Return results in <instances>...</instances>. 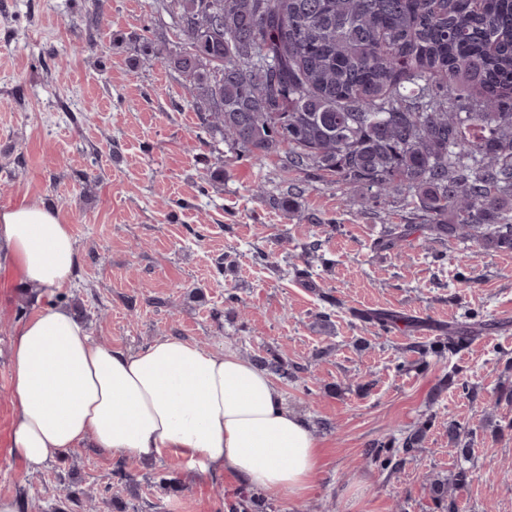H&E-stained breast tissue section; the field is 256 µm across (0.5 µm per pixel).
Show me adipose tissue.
Listing matches in <instances>:
<instances>
[{
    "mask_svg": "<svg viewBox=\"0 0 512 512\" xmlns=\"http://www.w3.org/2000/svg\"><path fill=\"white\" fill-rule=\"evenodd\" d=\"M35 288L68 287L78 255L57 211L0 209V263ZM12 448L27 469L91 444L117 456L183 458L283 498L314 479L316 441L272 376L233 348L213 353L178 337L126 350L94 343L65 306L38 311L11 347Z\"/></svg>",
    "mask_w": 512,
    "mask_h": 512,
    "instance_id": "adipose-tissue-1",
    "label": "adipose tissue"
}]
</instances>
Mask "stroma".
<instances>
[{"mask_svg": "<svg viewBox=\"0 0 512 512\" xmlns=\"http://www.w3.org/2000/svg\"><path fill=\"white\" fill-rule=\"evenodd\" d=\"M164 0H0V208L46 204L79 254L64 290L27 289L0 270V496L63 504L65 512H231L250 489L239 476H184V462H152L78 448L28 473L12 451L11 342L58 296L81 307L99 343L136 349L176 336L241 356L276 349L299 366L280 381L308 420L319 469L300 500L271 512H512V252L474 253L469 241L415 239L403 254L376 248L409 207H360L279 157L217 156L196 140L200 117L183 76L141 52L178 39ZM224 177L212 179L216 167ZM300 185L294 211L279 200ZM311 285L296 280L304 246ZM234 293L235 308L224 304ZM394 310L428 321L384 332L351 310ZM330 315L321 324L319 313ZM490 327L458 353H419L434 325L470 313ZM430 428L393 464L376 443ZM462 428L448 439L449 423ZM182 474V488L160 486ZM137 488H129L126 476ZM444 479L449 506L431 484Z\"/></svg>", "mask_w": 512, "mask_h": 512, "instance_id": "stroma-1", "label": "stroma"}]
</instances>
